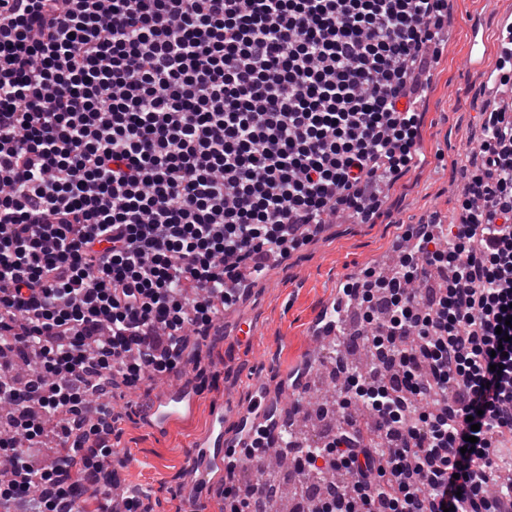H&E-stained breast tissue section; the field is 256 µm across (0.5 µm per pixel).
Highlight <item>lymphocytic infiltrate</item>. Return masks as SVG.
I'll return each mask as SVG.
<instances>
[{"instance_id": "lymphocytic-infiltrate-1", "label": "lymphocytic infiltrate", "mask_w": 512, "mask_h": 512, "mask_svg": "<svg viewBox=\"0 0 512 512\" xmlns=\"http://www.w3.org/2000/svg\"><path fill=\"white\" fill-rule=\"evenodd\" d=\"M447 8L0 0L1 507L112 512L74 472L115 458L99 395L183 371L240 264L376 216L368 184L417 156L413 86ZM482 117L449 238L420 225L394 272L343 290L387 365L348 370L341 427L294 459L315 512H512V111Z\"/></svg>"}]
</instances>
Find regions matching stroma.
<instances>
[{"label": "stroma", "mask_w": 512, "mask_h": 512, "mask_svg": "<svg viewBox=\"0 0 512 512\" xmlns=\"http://www.w3.org/2000/svg\"><path fill=\"white\" fill-rule=\"evenodd\" d=\"M502 12H512V0H452L444 47L419 91L421 160L396 180L381 183L382 214L375 223L326 225L288 249L245 290L224 316L223 338L188 336L189 346L201 349L197 365L185 369L197 397L192 418L153 434L141 410L163 386L148 378L115 391L112 444L124 460L115 469L117 483L140 485L152 512H187L192 496L185 485L187 448L207 432L216 410H223L224 431L232 434L243 414L260 403V389L285 393L311 351L313 321L337 292L366 269H382L408 225L434 213L444 224L458 223L461 173L479 160V114L490 101L485 72L499 62L496 24ZM475 20L490 42L480 70L467 63Z\"/></svg>", "instance_id": "obj_1"}]
</instances>
